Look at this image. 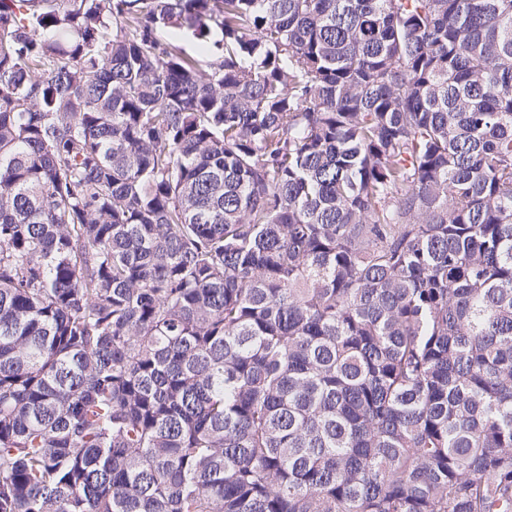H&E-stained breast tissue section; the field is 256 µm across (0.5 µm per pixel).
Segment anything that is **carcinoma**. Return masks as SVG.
<instances>
[{
	"instance_id": "obj_1",
	"label": "carcinoma",
	"mask_w": 512,
	"mask_h": 512,
	"mask_svg": "<svg viewBox=\"0 0 512 512\" xmlns=\"http://www.w3.org/2000/svg\"><path fill=\"white\" fill-rule=\"evenodd\" d=\"M0 512H512V0H0Z\"/></svg>"
}]
</instances>
